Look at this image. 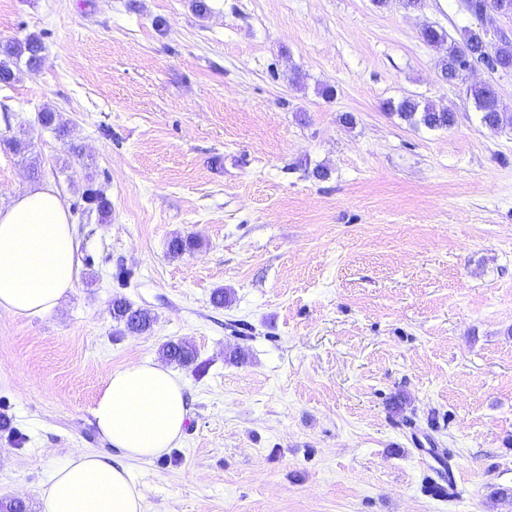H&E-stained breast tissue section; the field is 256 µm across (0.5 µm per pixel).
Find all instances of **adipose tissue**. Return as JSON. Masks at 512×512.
I'll return each mask as SVG.
<instances>
[{"instance_id": "adipose-tissue-1", "label": "adipose tissue", "mask_w": 512, "mask_h": 512, "mask_svg": "<svg viewBox=\"0 0 512 512\" xmlns=\"http://www.w3.org/2000/svg\"><path fill=\"white\" fill-rule=\"evenodd\" d=\"M78 243L56 191L34 186L0 207V312L25 318L51 312L77 280ZM100 434L124 462L78 451L44 489L45 512H145L126 463L172 447L189 416L180 378L144 361L114 371L92 409Z\"/></svg>"}]
</instances>
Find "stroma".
Wrapping results in <instances>:
<instances>
[{
    "instance_id": "stroma-1",
    "label": "stroma",
    "mask_w": 512,
    "mask_h": 512,
    "mask_svg": "<svg viewBox=\"0 0 512 512\" xmlns=\"http://www.w3.org/2000/svg\"><path fill=\"white\" fill-rule=\"evenodd\" d=\"M206 3L0 0V43L45 46L0 86V137L26 144L0 147V204L50 186L79 243L50 314L0 313V497L44 512L72 453L120 459L105 380L184 340V434L128 464L147 512H512V128L466 95L512 108V73L441 78L420 30L477 26L460 0ZM407 96L453 125L384 110ZM176 235L200 245L172 256ZM117 295L151 333L119 330ZM488 87L496 101L500 104L498 93L490 83H483ZM473 99L476 109L481 114V122L490 129L499 130L504 127H512V109L496 103L494 98L485 88H467V95ZM162 358L170 363L189 367L197 360L195 348L185 341H169L162 345L160 349Z\"/></svg>"
}]
</instances>
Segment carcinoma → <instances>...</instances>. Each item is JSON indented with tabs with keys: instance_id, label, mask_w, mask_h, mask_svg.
Wrapping results in <instances>:
<instances>
[{
	"instance_id": "carcinoma-1",
	"label": "carcinoma",
	"mask_w": 512,
	"mask_h": 512,
	"mask_svg": "<svg viewBox=\"0 0 512 512\" xmlns=\"http://www.w3.org/2000/svg\"><path fill=\"white\" fill-rule=\"evenodd\" d=\"M424 42H448V50L442 62V68L448 75L461 80L476 58H483L489 67H499L512 71V43L503 41L499 44L488 42L486 29L483 27L466 29L460 39H447V34L433 27H426L421 32ZM43 50L42 41L29 36L23 40L15 39L4 48L5 58L0 59V83L8 84L14 79V62L25 59L31 67H39V59ZM467 94L473 99L476 109L481 114V122L490 129L499 130L512 127V109L496 103L491 94L484 88L470 87ZM384 109L397 114L400 118L415 125H422L430 130L447 129L454 123V113L437 109L428 101H420L405 97L397 102L392 100L384 104ZM87 203L95 205L101 217L111 211L110 202L100 190L88 185L83 191ZM198 245L192 237H173L168 244L169 253L179 256ZM112 320L124 327L128 332L146 333L155 321L152 313L145 309L133 308L123 297L112 299ZM162 358L170 363L189 367L197 360L195 348L185 341H169L160 349Z\"/></svg>"
}]
</instances>
